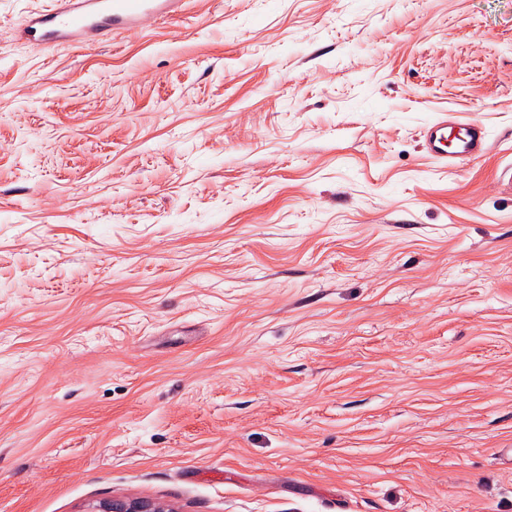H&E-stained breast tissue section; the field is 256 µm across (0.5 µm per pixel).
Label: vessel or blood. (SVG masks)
Here are the masks:
<instances>
[{"instance_id": "1", "label": "vessel or blood", "mask_w": 512, "mask_h": 512, "mask_svg": "<svg viewBox=\"0 0 512 512\" xmlns=\"http://www.w3.org/2000/svg\"><path fill=\"white\" fill-rule=\"evenodd\" d=\"M181 0H56L55 8L29 18L24 33L34 46L83 44L115 31L133 28L146 14L166 17L178 11ZM446 122L432 124L425 132L430 156L464 163L484 156L489 149L487 132L478 120L460 124L448 136Z\"/></svg>"}]
</instances>
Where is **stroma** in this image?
Here are the masks:
<instances>
[{
	"instance_id": "obj_1",
	"label": "stroma",
	"mask_w": 512,
	"mask_h": 512,
	"mask_svg": "<svg viewBox=\"0 0 512 512\" xmlns=\"http://www.w3.org/2000/svg\"><path fill=\"white\" fill-rule=\"evenodd\" d=\"M54 6L0 0V512H512V0ZM182 0H57L49 13L28 19L24 34L33 46L89 43L133 28L145 14L167 17ZM458 132L448 146V119L438 121L425 132L426 148L430 156L441 161L455 164L470 162L484 156L489 149L487 132L484 125L471 119L466 123H457ZM88 512H173L164 506L143 499H107L93 505Z\"/></svg>"
}]
</instances>
